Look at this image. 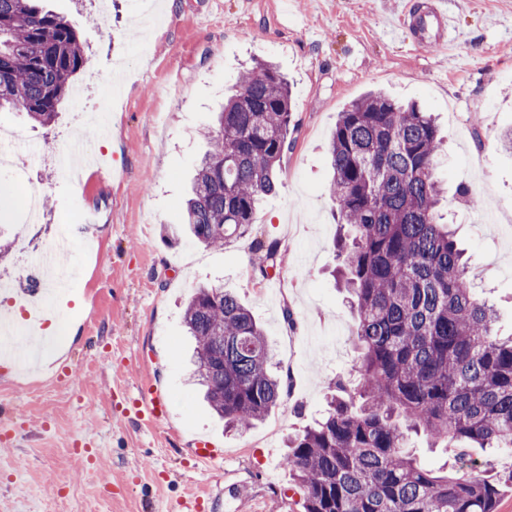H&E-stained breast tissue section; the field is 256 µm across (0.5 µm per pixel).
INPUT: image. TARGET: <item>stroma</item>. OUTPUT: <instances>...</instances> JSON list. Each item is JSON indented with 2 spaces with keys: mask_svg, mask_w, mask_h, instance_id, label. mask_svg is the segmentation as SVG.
Masks as SVG:
<instances>
[{
  "mask_svg": "<svg viewBox=\"0 0 512 512\" xmlns=\"http://www.w3.org/2000/svg\"><path fill=\"white\" fill-rule=\"evenodd\" d=\"M145 0H44L80 21L88 56L48 126L0 112V128L25 132L0 184L33 180L41 213L0 209V239L29 229L37 254H51L62 230L78 272L65 295L68 334L47 365L21 376L0 363V512H173L185 497L211 496V512H301L282 460L287 442L313 425L331 380L349 378L358 357L354 319L335 284L336 224L326 148L339 113L379 88L433 113L447 139L436 175L469 187L470 208L444 211L471 256L477 291L512 333V154L497 145L512 127V0H444L454 21L448 51H418L394 34L405 0H159L163 21L142 56ZM278 64L293 83L290 149L276 194L257 207L251 232L224 248L179 235L185 199L206 133L251 59ZM112 120L105 138L85 141L104 172L74 182L61 161L80 113ZM277 243L286 261L257 283L248 274L256 242ZM221 286L250 309L268 339L289 393L240 434L225 432L192 380V341L182 324L195 288ZM291 310L295 324L283 321ZM168 399L156 423L136 418L140 378ZM209 440L217 459L195 465ZM98 453L88 465L77 447Z\"/></svg>",
  "mask_w": 512,
  "mask_h": 512,
  "instance_id": "35a3bbf8",
  "label": "stroma"
}]
</instances>
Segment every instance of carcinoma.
<instances>
[{
	"label": "carcinoma",
	"mask_w": 512,
	"mask_h": 512,
	"mask_svg": "<svg viewBox=\"0 0 512 512\" xmlns=\"http://www.w3.org/2000/svg\"><path fill=\"white\" fill-rule=\"evenodd\" d=\"M88 59L77 22L38 0H0V110L50 123ZM295 96L270 60L255 59L224 99L200 158L184 223L212 248L249 232L259 201L276 192ZM439 128L415 103L370 91L340 112L328 146L336 250L352 298L359 358L355 385L331 383L321 420L288 438L284 457L304 512H496L512 470H478L464 453L512 448V334L470 282L469 257L443 221L435 177ZM252 277L281 268L278 246H259ZM183 323L195 377L224 427L244 431L283 397L264 330L222 288L200 287ZM456 448L425 467L410 433Z\"/></svg>",
	"instance_id": "carcinoma-1"
}]
</instances>
